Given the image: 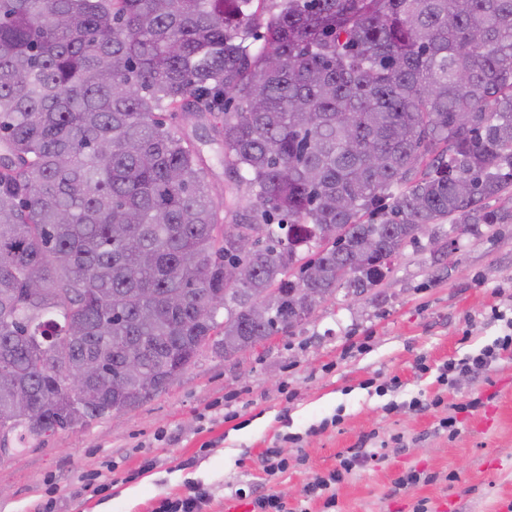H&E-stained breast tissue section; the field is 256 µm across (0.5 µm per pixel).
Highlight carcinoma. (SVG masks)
I'll use <instances>...</instances> for the list:
<instances>
[{
    "label": "carcinoma",
    "instance_id": "obj_1",
    "mask_svg": "<svg viewBox=\"0 0 512 512\" xmlns=\"http://www.w3.org/2000/svg\"><path fill=\"white\" fill-rule=\"evenodd\" d=\"M254 2L0 0V432L136 408L291 330L251 313L268 289L361 297L420 226L444 260L512 221L486 205L512 188V0ZM171 113L223 149L229 203Z\"/></svg>",
    "mask_w": 512,
    "mask_h": 512
}]
</instances>
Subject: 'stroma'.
I'll list each match as a JSON object with an SVG mask.
<instances>
[{"label":"stroma","mask_w":512,"mask_h":512,"mask_svg":"<svg viewBox=\"0 0 512 512\" xmlns=\"http://www.w3.org/2000/svg\"><path fill=\"white\" fill-rule=\"evenodd\" d=\"M457 258L447 267L405 247L392 287L327 298L301 326L233 358L205 352L165 392L90 427L40 444L11 436L0 512L50 499L55 512H154L197 485L210 495L202 512H228L258 490L288 512H499L512 502V354L451 387L437 376L499 336L493 310L512 313V224L462 237ZM415 396L440 404L417 412ZM452 412L451 433L439 421ZM363 443L381 457L346 475L336 507L305 503L311 478ZM269 448L288 459L274 479L260 466ZM413 470L427 482L397 489ZM103 476L108 489L84 493Z\"/></svg>","instance_id":"stroma-1"}]
</instances>
